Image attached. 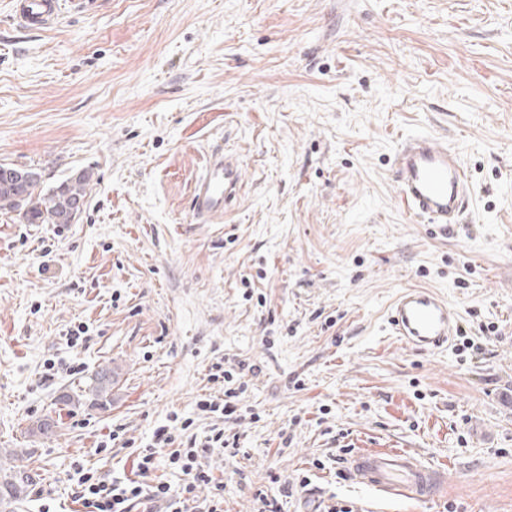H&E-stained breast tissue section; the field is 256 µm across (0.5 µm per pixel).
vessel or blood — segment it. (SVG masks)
<instances>
[{
    "label": "vessel or blood",
    "instance_id": "vessel-or-blood-1",
    "mask_svg": "<svg viewBox=\"0 0 512 512\" xmlns=\"http://www.w3.org/2000/svg\"><path fill=\"white\" fill-rule=\"evenodd\" d=\"M60 0H13L12 18L29 30H43L57 21ZM393 180L402 207L414 222L434 225L447 234L449 225L462 223L470 198V181L458 151L429 134L406 137L395 149ZM241 167L223 151L211 153L196 179L190 202L206 219L220 218L239 192ZM397 339L420 352L447 348L460 331L457 309L437 293L420 287L403 289L387 319ZM349 481L385 497H403L425 504L435 500L444 485L443 471L421 456L399 450L356 452L347 461Z\"/></svg>",
    "mask_w": 512,
    "mask_h": 512
}]
</instances>
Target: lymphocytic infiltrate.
Wrapping results in <instances>:
<instances>
[{
  "instance_id": "obj_1",
  "label": "lymphocytic infiltrate",
  "mask_w": 512,
  "mask_h": 512,
  "mask_svg": "<svg viewBox=\"0 0 512 512\" xmlns=\"http://www.w3.org/2000/svg\"><path fill=\"white\" fill-rule=\"evenodd\" d=\"M209 379L224 384L223 395L219 398L200 399L198 410L207 414L217 413L226 419L233 418L238 411L240 390L232 385V371L226 370L223 363H214L209 369ZM153 441V447L143 449L134 457L131 476L126 480L110 481L91 472L81 474L73 493L80 512H131L133 504L145 500L167 501L171 495L170 485L153 477L157 451L161 448L167 449L170 464L178 466L184 476V484L180 489L181 502H192L196 488L203 484L212 491L206 512H224V482L217 479L203 464L209 452L217 448H229L230 443L225 439L223 431H214L200 444L179 448L175 445L176 437L170 426L162 425L156 428Z\"/></svg>"
}]
</instances>
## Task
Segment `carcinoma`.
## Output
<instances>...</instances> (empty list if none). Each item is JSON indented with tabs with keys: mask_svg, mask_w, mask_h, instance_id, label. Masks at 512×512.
Listing matches in <instances>:
<instances>
[{
	"mask_svg": "<svg viewBox=\"0 0 512 512\" xmlns=\"http://www.w3.org/2000/svg\"><path fill=\"white\" fill-rule=\"evenodd\" d=\"M93 173L84 172L77 179L62 182L55 190L46 192L41 184L35 183L23 188L27 194L25 206L27 211L22 215L31 224H68L71 206L78 200L89 195ZM116 372L109 366L102 367L92 376L88 393L94 400L101 403L112 401V384L115 383ZM26 449H13L8 452L13 465L9 472L0 476V512H15L28 495V475L26 472Z\"/></svg>",
	"mask_w": 512,
	"mask_h": 512,
	"instance_id": "carcinoma-1",
	"label": "carcinoma"
}]
</instances>
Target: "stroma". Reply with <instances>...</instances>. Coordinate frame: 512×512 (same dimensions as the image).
<instances>
[{"instance_id":"1","label":"stroma","mask_w":512,"mask_h":512,"mask_svg":"<svg viewBox=\"0 0 512 512\" xmlns=\"http://www.w3.org/2000/svg\"><path fill=\"white\" fill-rule=\"evenodd\" d=\"M11 15L0 0V163L47 188L94 179L76 223L0 213L20 512H73L77 470L124 477L173 416L183 443L238 437L205 460L224 512H259L273 472L280 512H512V0H70L34 31ZM417 132L458 150L474 190L444 236L391 178ZM217 147L242 187L205 220L190 196ZM409 287L457 307L447 349L389 335ZM219 360L244 388L223 423L196 408ZM108 365L111 403L62 404ZM363 448L419 454L443 491L378 500L341 473Z\"/></svg>"}]
</instances>
